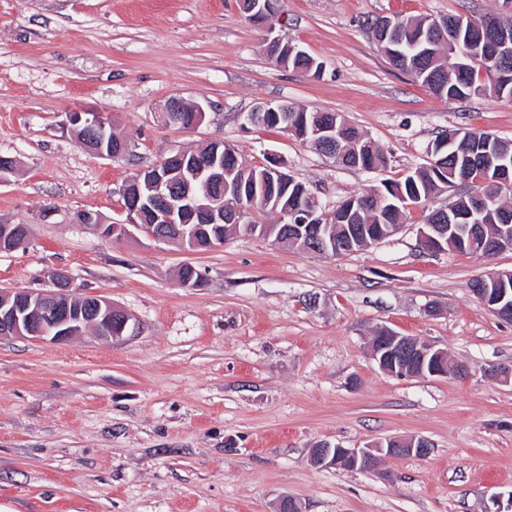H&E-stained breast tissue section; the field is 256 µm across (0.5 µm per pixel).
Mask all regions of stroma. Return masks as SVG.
Listing matches in <instances>:
<instances>
[{
	"instance_id": "35a3bbf8",
	"label": "stroma",
	"mask_w": 512,
	"mask_h": 512,
	"mask_svg": "<svg viewBox=\"0 0 512 512\" xmlns=\"http://www.w3.org/2000/svg\"><path fill=\"white\" fill-rule=\"evenodd\" d=\"M504 0H279L269 27L239 0H0V222L26 224V247L0 253V288L41 291L66 271L77 294L131 318L123 338L87 330L49 342L0 336V512H485L512 490V321L471 285L512 271L427 253L418 229L447 189L401 231L337 257L245 231L190 251L141 232L113 238L78 212L122 224V187L170 150L224 139L253 166L287 160L323 206L425 166L438 132L512 142V99L446 100L394 68L375 41L381 17L505 11ZM321 61L314 77L272 63L269 34ZM202 103L192 130L163 124L170 97ZM264 102L336 112L384 153L376 172L338 165L282 130L246 125ZM101 110L125 157L85 150L71 112ZM202 275L182 286L180 266ZM465 363L467 375L397 378L368 343L382 327ZM424 438L426 457H381L374 472L323 467L321 442L360 448Z\"/></svg>"
}]
</instances>
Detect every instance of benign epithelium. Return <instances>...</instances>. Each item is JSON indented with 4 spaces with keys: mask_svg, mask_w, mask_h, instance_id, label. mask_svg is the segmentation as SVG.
Returning <instances> with one entry per match:
<instances>
[{
    "mask_svg": "<svg viewBox=\"0 0 512 512\" xmlns=\"http://www.w3.org/2000/svg\"><path fill=\"white\" fill-rule=\"evenodd\" d=\"M505 14H491L481 19L480 28L489 46L487 63L496 65L499 55L512 44V0ZM277 0H253L252 17L259 23H266L276 11ZM298 56L306 55L296 45H288V40L280 35L267 39L266 52L276 57L287 51ZM205 118L201 104L188 105L177 96L171 97L165 105L162 120L165 124L179 129H193ZM277 121L284 131L293 133L296 129L310 131L314 144L333 145L342 137L341 129L334 122L314 121L303 110H296L286 104L263 103L245 115V123L259 126L267 121ZM72 126L82 125L96 134L98 147L92 152L105 154L104 142L108 134L109 117L104 112H72L68 115ZM224 140L208 142L205 155L186 150H174L148 167L136 171L126 183L124 193L129 204L125 207L127 223L112 225L110 236L121 238L131 234V230L147 234L157 241H175L182 246L195 247L198 238L207 234L211 224H238L242 220L244 191L232 182L224 180V175L240 163L238 156L231 151H220ZM266 172L274 175L284 186L288 182V165L279 158L269 159L264 165ZM471 205L464 213L448 208V223L423 224L419 228V245L431 253L445 251L443 239L452 236L461 243L469 240L471 225L479 223V217L488 207L487 199L480 193L470 194ZM304 218L288 227V239H283L282 230L274 224L263 225V232L274 237L273 243L281 245L285 241L299 243L302 239L320 236L321 224L325 215L319 213L314 196L301 206ZM145 210H153L161 215L162 222L172 225V232L157 235L139 223ZM491 234L483 243V259L496 254L512 251V225L491 224ZM29 240V231L18 232L10 225H0V252L14 251ZM11 247L5 249L3 245ZM351 239L321 241L320 253L340 255L350 251ZM53 288L47 291L0 289V336L27 337L38 341L62 343L93 326L100 335L112 339L121 338L130 330V317L112 302L90 295L73 297L70 295L71 281L67 273L55 271L50 275ZM484 285L476 293L481 303L500 317L512 315V271H493L479 278ZM379 368L390 376L446 377L452 372L458 376L468 373L465 364L448 360V354L433 344L416 336L401 335L389 328H382L374 336L368 347ZM430 451L424 438L389 437L362 448H345L340 444L322 442L312 450L316 463L325 467H336L361 472L375 469L378 455L423 457Z\"/></svg>",
    "mask_w": 512,
    "mask_h": 512,
    "instance_id": "obj_1",
    "label": "benign epithelium"
}]
</instances>
